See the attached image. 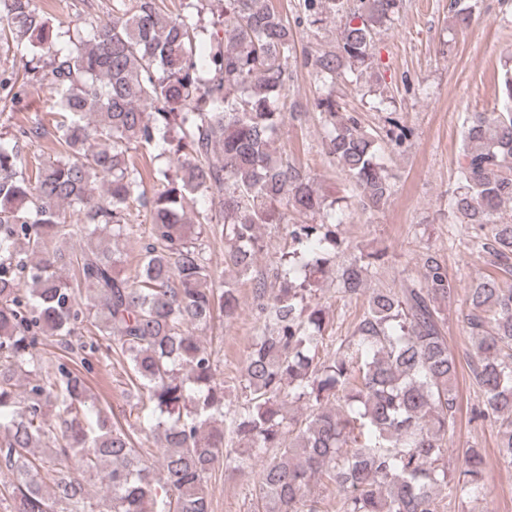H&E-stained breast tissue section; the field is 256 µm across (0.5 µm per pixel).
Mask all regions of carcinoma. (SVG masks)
Segmentation results:
<instances>
[{"label": "carcinoma", "instance_id": "cac0c4a2", "mask_svg": "<svg viewBox=\"0 0 512 512\" xmlns=\"http://www.w3.org/2000/svg\"><path fill=\"white\" fill-rule=\"evenodd\" d=\"M401 6L296 4L311 25L340 18L336 50L310 53L304 66L324 88L315 101L323 148L370 214L392 196L381 141L400 148L409 130L391 117L381 132L364 128L342 111L336 85L374 69L376 38ZM192 8L188 0L172 15L160 0H119L83 37L53 30L36 0H0L12 42L36 62L49 59L62 148L30 173L19 140H40L46 126L0 138V459L14 476L12 512H88L86 473L106 483L104 512H212L205 484L216 467L258 460L259 512H319L330 487L341 512H439V489L483 495L480 449H469L454 474L445 461L459 369L443 335L442 304L455 293L447 268L428 255L421 279L373 292L353 335L321 354L328 309L314 286L335 270L342 298L356 301L385 252L361 250L336 266L344 198L327 200L272 149L287 120L302 121L287 105L294 33L273 0H224V40L210 47L198 39ZM474 9L449 0L452 26L469 25ZM38 72L1 74L3 98L18 99L14 88ZM499 100V111L467 119L448 209L479 230L475 245L495 270L467 290L465 323L484 396L479 414L500 423V454L512 465V288L501 285L512 277V215L502 211L512 205V67ZM138 148L175 160L156 170L162 189L151 195L130 160ZM134 204L150 211L146 236L128 223ZM291 213L312 223L292 222ZM265 225L284 230L289 245L258 270ZM209 232L224 237V265L253 292L257 329L233 410L212 350L193 335L239 310L236 289L204 256ZM121 239L139 243L132 277L115 248ZM76 284L89 301H78ZM86 323L128 359L156 416L152 462L95 407L80 371L59 364L50 372L34 354L39 337L68 345ZM300 401L306 413H290ZM57 429L62 454L78 458L82 473L34 454Z\"/></svg>", "mask_w": 512, "mask_h": 512}]
</instances>
